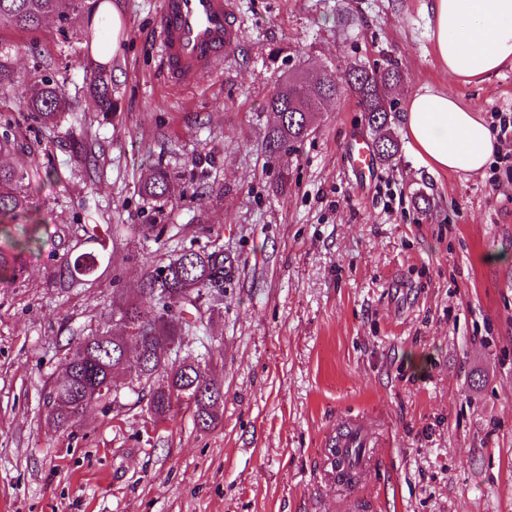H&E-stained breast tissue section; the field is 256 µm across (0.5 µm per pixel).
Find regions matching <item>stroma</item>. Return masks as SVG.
Here are the masks:
<instances>
[{"instance_id":"35a3bbf8","label":"stroma","mask_w":512,"mask_h":512,"mask_svg":"<svg viewBox=\"0 0 512 512\" xmlns=\"http://www.w3.org/2000/svg\"><path fill=\"white\" fill-rule=\"evenodd\" d=\"M161 0H107L119 36L92 42L0 27L16 47L0 116L24 144L9 163L54 168L33 192L42 245L0 286V512H512V134L476 174L430 169L401 114L421 88L484 120L512 117V68L449 77L430 39L429 0H235L242 44L190 88L167 84ZM76 103L34 126L24 84L40 58ZM111 63L119 101L88 106V61ZM397 61L396 157L361 181L347 161L368 136L355 99L328 100L290 156L271 155L269 101L291 76L342 75ZM177 175L164 211L139 195L142 171ZM165 248L217 242L235 257L213 325L218 424L191 412L154 424L122 390L55 430L44 394L67 343L103 322ZM90 252L93 275L59 282ZM373 438L371 467L346 497L325 475L346 422Z\"/></svg>"}]
</instances>
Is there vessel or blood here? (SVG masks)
Returning a JSON list of instances; mask_svg holds the SVG:
<instances>
[{
  "mask_svg": "<svg viewBox=\"0 0 512 512\" xmlns=\"http://www.w3.org/2000/svg\"><path fill=\"white\" fill-rule=\"evenodd\" d=\"M242 26L234 0H162L159 44L169 82L193 85L205 70L216 69L240 42ZM368 429L351 423L336 438V452L326 460L328 473L351 465L353 451L365 447Z\"/></svg>",
  "mask_w": 512,
  "mask_h": 512,
  "instance_id": "1",
  "label": "vessel or blood"
}]
</instances>
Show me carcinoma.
<instances>
[{
	"mask_svg": "<svg viewBox=\"0 0 512 512\" xmlns=\"http://www.w3.org/2000/svg\"><path fill=\"white\" fill-rule=\"evenodd\" d=\"M102 0H0V25L21 30H35L52 17L58 31L90 42L98 31L112 29V14L101 8ZM15 47L0 40V89L14 84ZM91 77L88 94L95 110L104 115L114 111L112 66L88 62ZM403 73L388 62L386 66L366 70L356 66L346 70L339 83L324 72L311 77L286 81L269 101L271 111L279 115L266 137L269 152L281 154L293 150L307 135L312 114L324 101L346 91L352 94L364 112L368 128L382 137L375 146L376 155L389 160L398 153L399 144L391 133L394 117L388 92L400 83ZM26 109L41 125H55L74 111L65 80L46 75L26 88ZM21 149L12 123L0 125V155ZM55 177V171L38 166L16 169L0 163V236L7 247L0 248V281L15 278L18 259L41 247L42 225L29 220L31 191ZM175 173L158 165L149 167L139 184V191L160 209L168 199ZM96 256L84 253L66 264L59 277L92 275ZM234 268L224 255V247L192 242L176 253L160 259L147 272L132 298L112 309V316L122 321L120 327L92 330L75 347H68L62 357L65 375L49 387L45 397L48 417L57 429L66 430L81 422L90 409L107 395L117 399L119 381L132 370L124 359L126 329L146 314H152L148 332L141 334L143 366L135 370L137 386L147 390L148 411L153 422L165 423L176 410L192 411L202 430L214 427L224 405V385L212 375L206 357L179 359L169 357L172 348H181L190 338L210 351V327L215 305L224 302V280ZM152 308L144 310L140 299Z\"/></svg>",
	"mask_w": 512,
	"mask_h": 512,
	"instance_id": "carcinoma-1",
	"label": "carcinoma"
}]
</instances>
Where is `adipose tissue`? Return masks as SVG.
I'll list each match as a JSON object with an SVG mask.
<instances>
[{"mask_svg": "<svg viewBox=\"0 0 512 512\" xmlns=\"http://www.w3.org/2000/svg\"><path fill=\"white\" fill-rule=\"evenodd\" d=\"M429 10L435 55L450 76L486 79L512 65V0H430ZM403 123L412 149L433 169L481 172L498 147L479 112L445 91L414 94Z\"/></svg>", "mask_w": 512, "mask_h": 512, "instance_id": "adipose-tissue-1", "label": "adipose tissue"}]
</instances>
